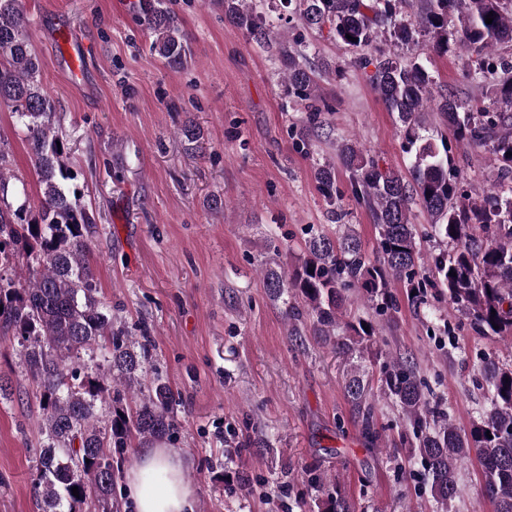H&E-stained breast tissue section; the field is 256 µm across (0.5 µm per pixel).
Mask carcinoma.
Masks as SVG:
<instances>
[{"mask_svg":"<svg viewBox=\"0 0 512 512\" xmlns=\"http://www.w3.org/2000/svg\"><path fill=\"white\" fill-rule=\"evenodd\" d=\"M222 2L225 18L280 57L285 92L306 112L299 136L309 148L308 131L322 123L323 109L317 71L308 65L305 50L288 46L267 25L257 0ZM281 2L307 28H327L353 49H373L355 64L372 68L368 82L387 110L397 114L405 152L414 156L409 182L381 168L358 142H336L335 160L314 168L327 218L337 223L346 216L337 186L343 171L354 199L365 205L377 229L378 256L370 258L360 236L346 224L333 234L310 232L293 268L263 271L264 288L285 305L288 333L301 337L308 328L319 344L349 362L346 397L365 429L377 437L363 362L373 354L378 328L369 318L345 316L358 302L384 313L396 311L393 281L421 292L414 206L426 211L435 234L452 245L431 256L433 276L448 293V303L469 317L479 334L512 344V60L496 55L512 45V0ZM26 4L0 0V109L10 111L24 129L41 199L35 213L25 202L16 206L9 201V153L0 140V333L16 341L43 411L32 480L39 509L86 512L90 506L93 512H115L114 486L126 448L134 437H173L176 397L160 376L146 382L152 369L150 336L128 335L97 298L88 255L99 227L81 202V191L68 188L78 172L68 163L67 136L56 127L55 101L40 86ZM134 7L152 37L151 53L172 70L182 68L190 48L166 0H136ZM381 37L397 47L425 37L436 54L465 57L467 70L484 74L482 89L499 110L488 112L453 93L433 97L432 73L376 48ZM429 110L451 129L463 151L482 149L493 156L497 178L482 195L465 193L448 137L440 136L437 143L428 136L424 116ZM482 377L490 405L466 430L448 421L407 358L384 364L379 396L398 406L412 429L410 456L420 462L440 508L459 497V468L474 453L495 512H512V364L488 360ZM129 394L139 397L133 412L123 407ZM311 483L318 492L317 512H356L338 484H325L319 474L312 475Z\"/></svg>","mask_w":512,"mask_h":512,"instance_id":"obj_1","label":"carcinoma"}]
</instances>
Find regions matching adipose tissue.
<instances>
[{
  "label": "adipose tissue",
  "mask_w": 512,
  "mask_h": 512,
  "mask_svg": "<svg viewBox=\"0 0 512 512\" xmlns=\"http://www.w3.org/2000/svg\"><path fill=\"white\" fill-rule=\"evenodd\" d=\"M127 480L133 512H192L183 462L168 448H142Z\"/></svg>",
  "instance_id": "1"
}]
</instances>
